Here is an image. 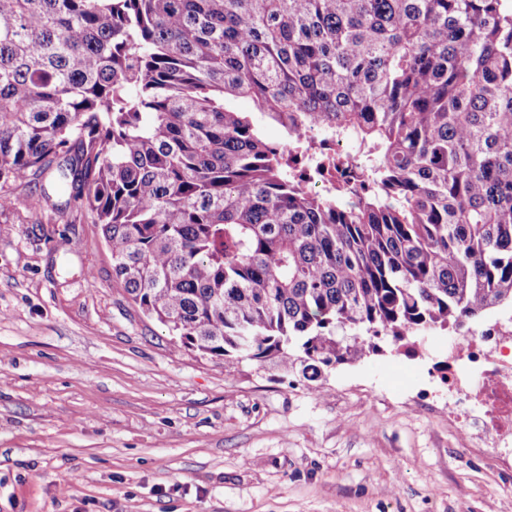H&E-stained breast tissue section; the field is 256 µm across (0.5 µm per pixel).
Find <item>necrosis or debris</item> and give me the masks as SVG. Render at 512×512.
Returning a JSON list of instances; mask_svg holds the SVG:
<instances>
[{
	"label": "necrosis or debris",
	"instance_id": "4bbe7bcc",
	"mask_svg": "<svg viewBox=\"0 0 512 512\" xmlns=\"http://www.w3.org/2000/svg\"><path fill=\"white\" fill-rule=\"evenodd\" d=\"M448 419L471 442L512 446V332L500 323L460 336L448 347Z\"/></svg>",
	"mask_w": 512,
	"mask_h": 512
}]
</instances>
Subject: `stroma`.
<instances>
[{
	"mask_svg": "<svg viewBox=\"0 0 512 512\" xmlns=\"http://www.w3.org/2000/svg\"><path fill=\"white\" fill-rule=\"evenodd\" d=\"M0 195V512H512V451L448 424V331L317 382L227 369L139 310L86 212Z\"/></svg>",
	"mask_w": 512,
	"mask_h": 512,
	"instance_id": "obj_1",
	"label": "stroma"
}]
</instances>
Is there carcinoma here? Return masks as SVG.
Masks as SVG:
<instances>
[{
  "label": "carcinoma",
  "mask_w": 512,
  "mask_h": 512,
  "mask_svg": "<svg viewBox=\"0 0 512 512\" xmlns=\"http://www.w3.org/2000/svg\"><path fill=\"white\" fill-rule=\"evenodd\" d=\"M312 132L359 184L296 179ZM48 174L226 369L416 353L512 305V0H0V185L38 212ZM225 106L235 112H249L253 121L262 128L265 136L269 140L281 141L284 139L283 130L279 126L269 123L261 113L257 112L253 102L249 98L229 97L225 101Z\"/></svg>",
  "instance_id": "1"
}]
</instances>
